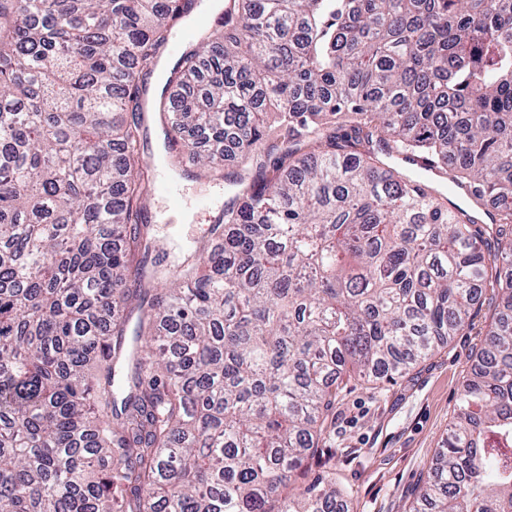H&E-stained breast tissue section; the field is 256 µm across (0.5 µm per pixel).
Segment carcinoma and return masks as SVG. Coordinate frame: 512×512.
Here are the masks:
<instances>
[{
	"instance_id": "carcinoma-1",
	"label": "carcinoma",
	"mask_w": 512,
	"mask_h": 512,
	"mask_svg": "<svg viewBox=\"0 0 512 512\" xmlns=\"http://www.w3.org/2000/svg\"><path fill=\"white\" fill-rule=\"evenodd\" d=\"M192 6L0 0V512H332L304 477L345 383L489 289L413 512H512V0H225L160 111L239 171L172 272L139 137Z\"/></svg>"
}]
</instances>
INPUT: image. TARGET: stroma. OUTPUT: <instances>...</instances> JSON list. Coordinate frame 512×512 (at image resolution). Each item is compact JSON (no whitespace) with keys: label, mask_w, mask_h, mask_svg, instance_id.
<instances>
[{"label":"stroma","mask_w":512,"mask_h":512,"mask_svg":"<svg viewBox=\"0 0 512 512\" xmlns=\"http://www.w3.org/2000/svg\"><path fill=\"white\" fill-rule=\"evenodd\" d=\"M158 113L147 124V157L163 159L169 177L178 178L183 200L209 194L211 210L185 213L149 202L150 222L169 264L180 263L184 246H209L208 228L224 206L227 180L237 168L229 160L213 177L180 173L178 149H164ZM494 314L483 304L470 328L395 381L351 382L336 402V426L310 462L311 474L330 471L348 512H408L432 471L440 441L454 422L462 382L474 365L482 333Z\"/></svg>","instance_id":"stroma-1"}]
</instances>
